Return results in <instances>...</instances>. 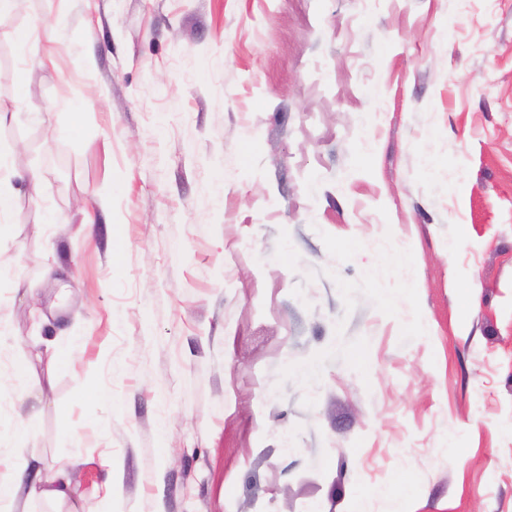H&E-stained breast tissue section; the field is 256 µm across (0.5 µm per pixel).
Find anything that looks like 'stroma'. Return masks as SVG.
Listing matches in <instances>:
<instances>
[{"label": "stroma", "instance_id": "1", "mask_svg": "<svg viewBox=\"0 0 512 512\" xmlns=\"http://www.w3.org/2000/svg\"><path fill=\"white\" fill-rule=\"evenodd\" d=\"M0 104L10 512H512V0H25ZM54 38V32L43 30L38 23H31L18 31L16 42L22 55L39 56L44 63L47 56H40L43 40L51 42ZM38 489L40 493L57 500L67 498L72 490V484L66 469L59 468L52 471L36 469L31 473L16 471L11 480L0 482V510L4 511L2 504L16 501L23 492L29 495Z\"/></svg>", "mask_w": 512, "mask_h": 512}]
</instances>
